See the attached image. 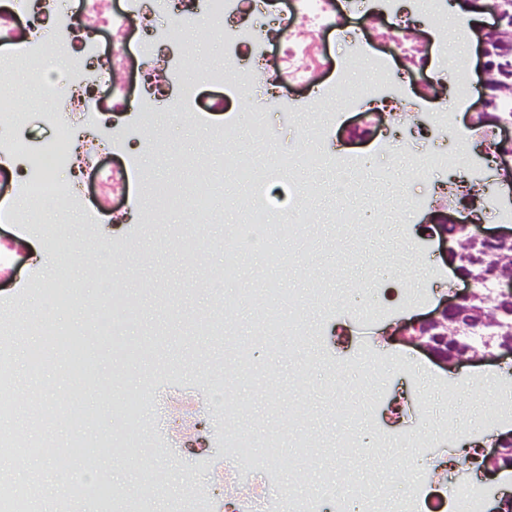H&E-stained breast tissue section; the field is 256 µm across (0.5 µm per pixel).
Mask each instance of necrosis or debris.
Returning <instances> with one entry per match:
<instances>
[{
    "mask_svg": "<svg viewBox=\"0 0 512 512\" xmlns=\"http://www.w3.org/2000/svg\"><path fill=\"white\" fill-rule=\"evenodd\" d=\"M170 11L182 24L195 26L203 15L224 20V73L208 75L211 84L223 83L224 95L210 109L249 100L257 111L287 100L295 87L317 91L309 102L313 122L310 140L329 133L330 110L335 104L351 107L356 100L375 103L391 84L405 83L413 72L429 64L428 46L421 37L427 19L442 9V0H168ZM155 0H9L0 9V45L50 66L42 34L52 31L55 51L65 62L63 83L49 82L45 92L55 104L51 139L32 145L27 139L0 140V175L11 179L12 196L34 200L63 197L84 206L86 182L95 179L98 194L96 223H119L123 198L130 181L132 158L122 157L123 128L118 114L133 112L148 124L154 96L167 93L179 66L165 53L164 33L154 25ZM336 34L349 58L369 56L375 77L366 86L351 88L345 81L329 80L336 60L329 34ZM263 44L276 50L274 58L260 52ZM439 59L451 60L449 79L434 77L425 86L433 105L431 124L439 139L460 140L458 128L445 103L452 92L472 83L467 57L440 48ZM138 62L144 85L137 110H130L126 76ZM70 170L71 181L52 177ZM247 223L238 225L224 244V273H239L238 254L255 245L269 246L267 215L271 202L260 196L242 201Z\"/></svg>",
    "mask_w": 512,
    "mask_h": 512,
    "instance_id": "obj_1",
    "label": "necrosis or debris"
}]
</instances>
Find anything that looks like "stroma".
<instances>
[{"instance_id":"1","label":"stroma","mask_w":512,"mask_h":512,"mask_svg":"<svg viewBox=\"0 0 512 512\" xmlns=\"http://www.w3.org/2000/svg\"><path fill=\"white\" fill-rule=\"evenodd\" d=\"M154 23L187 59L179 80L223 71V19L186 27L161 2ZM5 65L13 71L11 93L27 114L22 133L34 144L48 139L54 104L42 90L45 73L19 56ZM426 79L418 74L398 90L408 119L381 116L408 146L397 155L348 139V125L360 119L355 111L336 112L322 143L306 140L313 96L303 90L291 91L289 108L275 106L261 117L243 103L204 119L180 118L168 102H156L149 126L125 128L138 153L127 218L98 225L97 265L82 245L91 208L60 199L39 208L37 223H0V239L12 240L17 262L12 278L0 281V352L35 346L43 354L39 370L14 374L0 391V404H17L13 425L24 432L23 447L0 456L11 461L16 484L31 492L34 512H61L63 504L43 498L40 461L29 456L28 445H55L53 464L70 473L79 463L68 446L78 442L102 468L126 427L113 404L143 392L153 439L135 466L113 467L120 508L149 489L154 512H168L189 483L205 491L210 512H266L281 495L305 499L330 479L344 492L359 484L372 488L377 512H391L397 483L446 497L471 485L490 510L505 497L502 475L458 461L468 449H484L488 438L512 432V415L501 410L512 394V358L449 368L399 338L404 323L428 317L442 299L465 289L431 216L462 213L480 180L500 214L512 213V187L481 158L484 144L419 136L430 110L421 95ZM260 121L267 135L258 143L253 132ZM227 128L235 150L254 154L255 180L225 165V149L212 135ZM313 149L323 157L315 174L306 162ZM285 154L292 163L283 172L277 161ZM433 154L447 155V164L431 167L423 180L407 179L408 170ZM204 175L218 212L211 223L195 212ZM282 193L307 200L311 223L273 238L269 249L241 251L242 274L225 278L224 243L247 221L240 200ZM357 210L366 215L362 223H340L343 212ZM371 279L389 283L391 293L380 316L360 320L347 300ZM269 280L281 291L260 299ZM109 282L132 306L116 327L107 307L95 303ZM57 291L67 304H54ZM50 308L56 329L78 337L93 358L92 383L73 378L66 352L47 347L39 326ZM294 314L302 320L295 334L288 328ZM229 402L237 408L231 421ZM450 407L465 432L407 447L404 435L430 431ZM231 425L250 443L249 456L225 444ZM147 471L176 472L180 484L150 486L141 478Z\"/></svg>"}]
</instances>
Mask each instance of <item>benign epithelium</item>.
I'll list each match as a JSON object with an SVG mask.
<instances>
[{"mask_svg": "<svg viewBox=\"0 0 512 512\" xmlns=\"http://www.w3.org/2000/svg\"><path fill=\"white\" fill-rule=\"evenodd\" d=\"M493 23L479 30L477 71L482 82L479 99V118L482 123L496 128H503L498 111L500 95L512 89V15L497 9L492 12ZM500 169L504 176L512 179V136L505 133L495 147ZM454 227L469 228V225L446 214L438 218V232L442 241L452 239L448 229ZM512 243V233L490 234L482 230L468 232L469 255L460 249L461 242L448 248V262L455 275L472 286L464 296L445 301L436 312L413 326V334L407 341L424 350L435 360L446 365L461 363H478L495 357L493 350H500L512 356V337L501 336L493 339L483 337L482 345L462 346L457 335L464 330L479 332L485 327L501 326L502 316L512 317V274L499 268L492 270L490 278L497 281L501 288L488 296L491 303L488 313L470 308L469 303L480 298L476 288L478 282L466 263L475 264L488 256H497ZM501 469L512 470V435L496 440L495 448L484 457V470L497 472Z\"/></svg>", "mask_w": 512, "mask_h": 512, "instance_id": "7a95c632", "label": "benign epithelium"}]
</instances>
